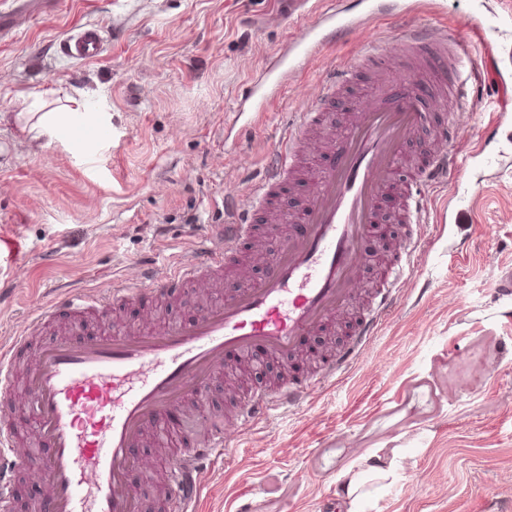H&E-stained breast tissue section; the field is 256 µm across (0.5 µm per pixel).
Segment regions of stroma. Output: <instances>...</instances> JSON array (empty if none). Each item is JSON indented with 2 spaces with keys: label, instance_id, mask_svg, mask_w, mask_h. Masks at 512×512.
<instances>
[{
  "label": "stroma",
  "instance_id": "35a3bbf8",
  "mask_svg": "<svg viewBox=\"0 0 512 512\" xmlns=\"http://www.w3.org/2000/svg\"><path fill=\"white\" fill-rule=\"evenodd\" d=\"M428 2L414 18L393 12L328 44L257 116L239 114L242 90L304 33L316 0H54L0 41V237L17 245L0 263V284L11 290L0 301L5 348L26 331L39 346L105 328L188 324L245 279L259 280L266 262L247 241L241 268L226 269L205 292L30 324L55 290L71 285L92 296L135 280L143 260L167 265L223 223L225 197L248 198L290 113L319 99L326 74L347 70L353 77L328 108L331 126L302 143L300 174L278 209L308 197L306 168L328 166L331 144L367 104L369 88L402 78L395 67L367 68L366 45L409 20L451 36L473 20L486 28L485 39L471 40L465 70L478 82L487 55L497 58L479 105L436 104L458 127L460 170L429 192L418 264L396 309L347 374L301 408L254 427L225 423L227 446L204 462L194 512H346L341 472L371 454L395 462L397 479L364 512H512V296L497 288L512 267V166L500 161L512 155V105L495 98L499 83L512 86V0ZM88 24L99 29L104 52L72 60L62 44ZM38 92L45 111L60 113V127L81 113L110 139L81 151L56 135L31 140L37 116L17 96ZM396 230L386 224L366 239L354 302L393 259ZM351 325L341 313L311 337L305 356L286 363L263 353L236 361L234 375L210 383L207 408L185 400L169 422L191 415L208 426L254 389L303 377L312 355L345 340ZM32 421L24 409L11 426L19 447L31 450L19 476L20 512L45 498ZM179 452L145 435L134 475L139 512L168 495Z\"/></svg>",
  "mask_w": 512,
  "mask_h": 512
}]
</instances>
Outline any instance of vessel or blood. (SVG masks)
<instances>
[{"label": "vessel or blood", "mask_w": 512, "mask_h": 512, "mask_svg": "<svg viewBox=\"0 0 512 512\" xmlns=\"http://www.w3.org/2000/svg\"><path fill=\"white\" fill-rule=\"evenodd\" d=\"M388 10V0H361L355 11L334 6L319 11L302 37L290 42L287 51L247 86L243 102L263 90L279 91L309 55ZM64 49L73 59L92 60L102 53L103 38L98 28L82 26L72 30ZM468 56V38L452 40L439 28L420 25L401 29L396 51L377 43L364 54L378 68L394 63L406 73H430L438 88L458 101L468 96L462 78ZM320 119V112L312 109L286 121L273 159L252 189L259 203L274 201L292 179L296 149L305 131ZM432 119V103L424 94L376 86L373 102L335 143L328 168L311 170L313 190L294 218L299 229L269 258L261 280L245 283L187 325L146 326L129 333L105 330L39 347L26 391L35 419L33 437L47 451L40 473L46 512H137L134 450L150 427L174 405L202 397L223 369L226 353L262 350L285 360L334 318L355 285L362 245L379 222L383 195L401 188V220L410 226L420 224L427 212V189L447 184L456 167V126L447 121L439 128L443 150L411 170L405 182H398V161L409 135ZM100 134L97 125L80 117L65 136L84 145ZM240 206L239 200L225 199L223 223L210 225L207 236L177 266L161 270L147 265L138 285L113 283L98 299L58 295L36 310L32 325L61 312L108 307L143 294L163 300L190 286L208 287L232 265L249 230L240 220ZM416 251L414 238H406L341 350L303 380L286 379L253 393L239 406L238 422L260 423L342 377L395 308L399 285L415 268ZM27 344V336L21 335L0 351V423L14 412L8 401L14 385L12 364ZM225 442L223 430H215L175 459L170 512H188L196 502L202 488L199 463L223 455ZM28 465L29 457L17 451L14 436L0 432V512H8L14 477Z\"/></svg>", "instance_id": "b4317fda"}]
</instances>
